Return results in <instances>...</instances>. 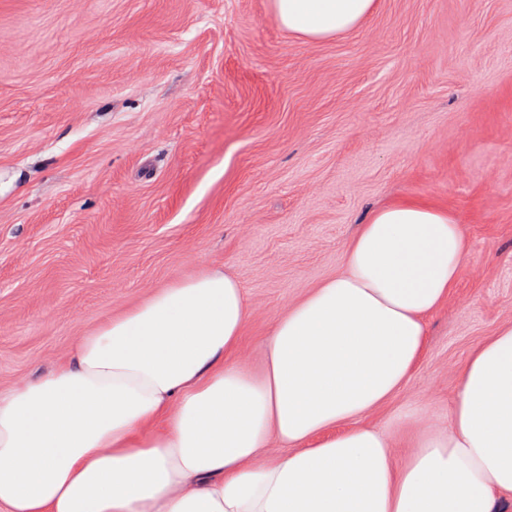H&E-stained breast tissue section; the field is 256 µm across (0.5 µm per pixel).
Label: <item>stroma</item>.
Instances as JSON below:
<instances>
[{
	"label": "stroma",
	"instance_id": "1",
	"mask_svg": "<svg viewBox=\"0 0 512 512\" xmlns=\"http://www.w3.org/2000/svg\"><path fill=\"white\" fill-rule=\"evenodd\" d=\"M415 199L469 255L426 353L370 424L447 423L512 321V0H378L309 42L268 0H0V387L205 269L234 275L258 364L358 224Z\"/></svg>",
	"mask_w": 512,
	"mask_h": 512
}]
</instances>
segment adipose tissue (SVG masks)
<instances>
[{
    "mask_svg": "<svg viewBox=\"0 0 512 512\" xmlns=\"http://www.w3.org/2000/svg\"><path fill=\"white\" fill-rule=\"evenodd\" d=\"M308 41L377 0H269ZM468 256L449 210L376 208L341 267L280 315L206 269L101 321L44 375L0 388V512H500L512 494V323L461 368L447 429L405 455L367 419L403 389Z\"/></svg>",
    "mask_w": 512,
    "mask_h": 512,
    "instance_id": "adipose-tissue-1",
    "label": "adipose tissue"
}]
</instances>
